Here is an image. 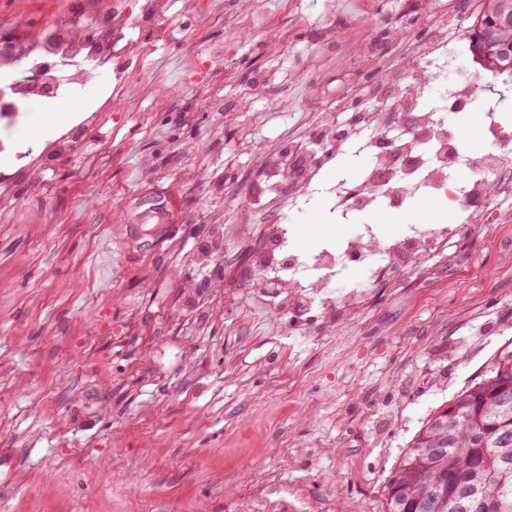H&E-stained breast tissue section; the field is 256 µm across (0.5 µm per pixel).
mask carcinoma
<instances>
[{"label": "carcinoma", "instance_id": "cac0c4a2", "mask_svg": "<svg viewBox=\"0 0 512 512\" xmlns=\"http://www.w3.org/2000/svg\"><path fill=\"white\" fill-rule=\"evenodd\" d=\"M512 512V347L435 408L383 488L384 512H465L474 489Z\"/></svg>", "mask_w": 512, "mask_h": 512}]
</instances>
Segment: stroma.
<instances>
[{
    "instance_id": "obj_1",
    "label": "stroma",
    "mask_w": 512,
    "mask_h": 512,
    "mask_svg": "<svg viewBox=\"0 0 512 512\" xmlns=\"http://www.w3.org/2000/svg\"><path fill=\"white\" fill-rule=\"evenodd\" d=\"M0 0V32L46 28L76 5ZM162 0L86 142L46 159L69 100L31 112L0 156V512H382L387 477L422 422L512 341V223L472 225L425 275L401 271L370 301L297 317L258 299L256 231L234 261L203 249L266 186L263 161L305 137L412 40L363 53L378 26L426 31L411 0ZM239 28L229 29L225 16ZM438 104L470 151L489 117L512 126V75L455 110L448 64ZM369 159L348 152L291 209L312 253L373 225L379 239L439 224L450 204L354 209L327 193Z\"/></svg>"
}]
</instances>
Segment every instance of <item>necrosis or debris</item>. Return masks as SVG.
Masks as SVG:
<instances>
[{"label":"necrosis or debris","mask_w":512,"mask_h":512,"mask_svg":"<svg viewBox=\"0 0 512 512\" xmlns=\"http://www.w3.org/2000/svg\"><path fill=\"white\" fill-rule=\"evenodd\" d=\"M158 15L157 0H142L136 14L122 7L85 13L71 25L41 30L36 34L14 32L0 39V152L13 148V131L22 123L31 105H53L68 97L79 101V115L94 111L83 93L101 87L106 73L126 77L132 71L130 47L140 30L153 24ZM402 66L413 73L429 71L440 78L448 70V35L438 29L434 41L414 48ZM433 86L404 81L401 92L388 104L372 100L364 117L348 113L346 120L328 116L320 126L321 148L311 156L310 166L291 190L301 196L317 185L324 166L355 146L366 147L372 163L362 180L330 187L335 209L348 212L355 199H362L374 212L396 210L416 194L445 197L453 203V221L446 227L424 224L414 227L402 239L379 240L372 225L334 245L303 256L293 251L271 252L257 258L261 269H275L289 290L282 294L283 306L300 315L320 310L331 318L337 305L359 307L366 301L363 291L346 288L342 294L330 291L347 261L371 268L376 277L390 275L399 262L411 263L416 272L427 269L434 254L448 242L465 236L470 225L483 222L484 212L496 211L512 219V171L504 166L512 152V130L492 122L486 136L493 150L480 155L464 153L463 136L449 131L439 110L432 104ZM410 115L409 127H402L403 115ZM445 154H438V147ZM404 164L393 169L395 155ZM470 170L469 179L451 181L450 168ZM493 167V176L483 174Z\"/></svg>","instance_id":"necrosis-or-debris-1"}]
</instances>
